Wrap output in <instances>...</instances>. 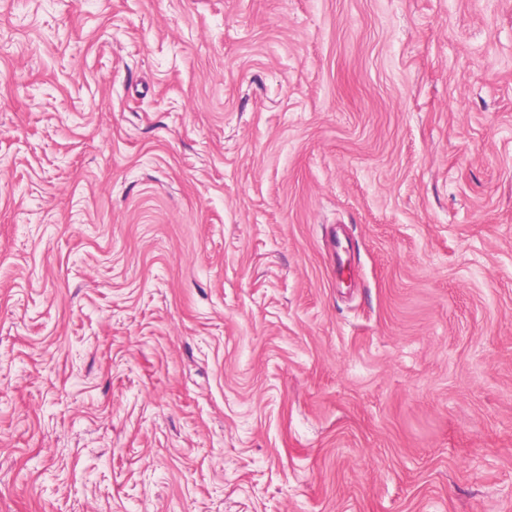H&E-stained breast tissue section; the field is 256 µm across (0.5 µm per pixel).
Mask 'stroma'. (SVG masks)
I'll use <instances>...</instances> for the list:
<instances>
[{"label":"stroma","instance_id":"1","mask_svg":"<svg viewBox=\"0 0 512 512\" xmlns=\"http://www.w3.org/2000/svg\"><path fill=\"white\" fill-rule=\"evenodd\" d=\"M0 512H512V0H0Z\"/></svg>","mask_w":512,"mask_h":512}]
</instances>
